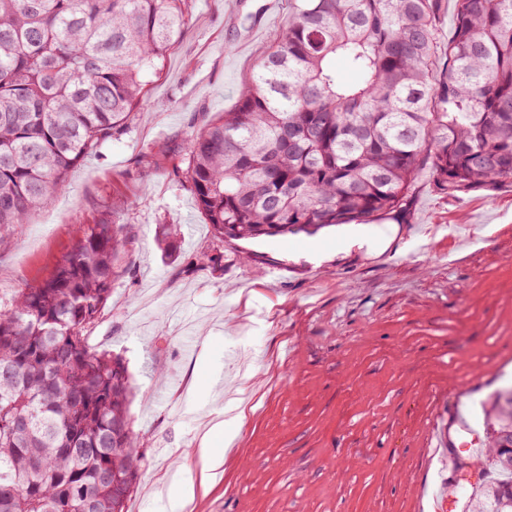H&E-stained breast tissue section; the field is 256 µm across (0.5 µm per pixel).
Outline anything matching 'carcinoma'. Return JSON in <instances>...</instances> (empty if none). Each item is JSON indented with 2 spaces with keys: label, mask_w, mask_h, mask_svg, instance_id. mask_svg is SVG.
I'll return each mask as SVG.
<instances>
[{
  "label": "carcinoma",
  "mask_w": 512,
  "mask_h": 512,
  "mask_svg": "<svg viewBox=\"0 0 512 512\" xmlns=\"http://www.w3.org/2000/svg\"><path fill=\"white\" fill-rule=\"evenodd\" d=\"M288 0L236 106L182 163L212 233L273 238L400 217L418 173L459 192L512 179V0ZM185 0H0V229L25 224L141 101ZM342 61L354 76L345 80ZM116 219L80 230L46 280L0 296V512H127L145 463L121 357L91 343L129 254ZM464 512H512V390Z\"/></svg>",
  "instance_id": "obj_1"
}]
</instances>
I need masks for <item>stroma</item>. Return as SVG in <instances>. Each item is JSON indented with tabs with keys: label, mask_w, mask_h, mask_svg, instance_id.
I'll return each instance as SVG.
<instances>
[{
	"label": "stroma",
	"mask_w": 512,
	"mask_h": 512,
	"mask_svg": "<svg viewBox=\"0 0 512 512\" xmlns=\"http://www.w3.org/2000/svg\"><path fill=\"white\" fill-rule=\"evenodd\" d=\"M287 0H188V23L112 140L52 202L0 238V295L50 277L77 229L111 216L133 237L93 344L122 356L145 452L127 512H429L456 487L454 447L483 436L484 405L512 390V179L441 194L417 178L388 249H346L342 227L225 240L220 269L174 170L190 136L234 108ZM245 418L201 484L202 434L236 388Z\"/></svg>",
	"instance_id": "stroma-1"
}]
</instances>
